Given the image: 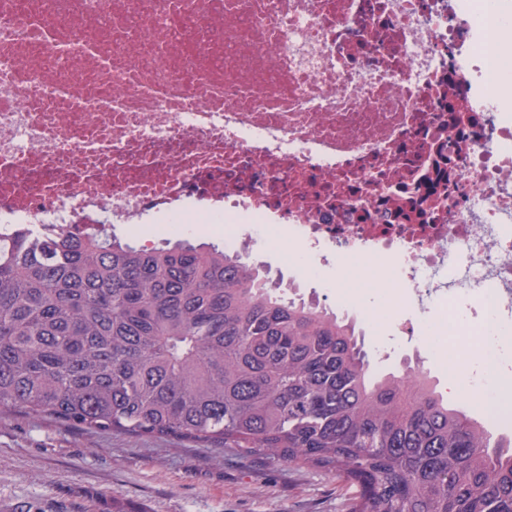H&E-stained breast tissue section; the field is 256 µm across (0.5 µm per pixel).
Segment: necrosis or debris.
Returning a JSON list of instances; mask_svg holds the SVG:
<instances>
[{"label":"necrosis or debris","instance_id":"4bbe7bcc","mask_svg":"<svg viewBox=\"0 0 512 512\" xmlns=\"http://www.w3.org/2000/svg\"><path fill=\"white\" fill-rule=\"evenodd\" d=\"M0 0V236L288 225L345 283L478 340L512 331V0ZM472 299L469 318L458 311Z\"/></svg>","mask_w":512,"mask_h":512}]
</instances>
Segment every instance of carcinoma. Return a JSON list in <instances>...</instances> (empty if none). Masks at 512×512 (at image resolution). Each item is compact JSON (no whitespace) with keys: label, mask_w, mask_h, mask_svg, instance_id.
Wrapping results in <instances>:
<instances>
[{"label":"carcinoma","mask_w":512,"mask_h":512,"mask_svg":"<svg viewBox=\"0 0 512 512\" xmlns=\"http://www.w3.org/2000/svg\"><path fill=\"white\" fill-rule=\"evenodd\" d=\"M310 465L352 512H512V439L422 372L371 370L353 323L214 245L106 225L0 240V412Z\"/></svg>","instance_id":"cac0c4a2"}]
</instances>
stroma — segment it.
<instances>
[{
	"label": "stroma",
	"mask_w": 512,
	"mask_h": 512,
	"mask_svg": "<svg viewBox=\"0 0 512 512\" xmlns=\"http://www.w3.org/2000/svg\"><path fill=\"white\" fill-rule=\"evenodd\" d=\"M258 242L246 256L274 279L305 281L306 296L337 313L361 320L376 371L419 363L449 403L482 418L480 400L467 390V362L475 345L457 352L449 376L429 342L390 323L413 319L412 307L390 306L375 291L340 293L343 269L311 267L298 255L284 256ZM355 487L332 472L258 457L235 448H203L161 436L66 427L53 420L0 413V512H112L113 499L129 512H350Z\"/></svg>",
	"instance_id": "35a3bbf8"
}]
</instances>
